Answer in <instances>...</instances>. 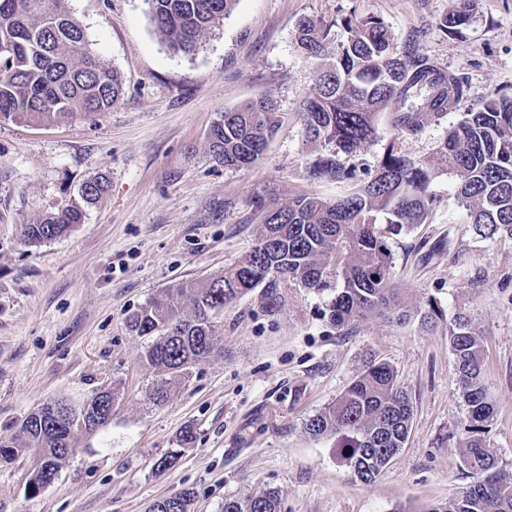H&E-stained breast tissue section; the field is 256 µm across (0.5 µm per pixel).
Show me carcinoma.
Instances as JSON below:
<instances>
[{
  "mask_svg": "<svg viewBox=\"0 0 512 512\" xmlns=\"http://www.w3.org/2000/svg\"><path fill=\"white\" fill-rule=\"evenodd\" d=\"M67 2L0 0V122L50 125L64 117L103 114L120 100V73L90 51ZM148 2L158 35L173 49L190 53L238 0ZM470 2L458 0L440 20L441 30L467 24ZM344 24L347 39L332 47L327 28L303 17L294 41L303 57L320 62L301 116L307 138L329 152L315 160L311 175L352 181L355 172L342 168L336 154L356 152L375 140L382 113L395 111L396 126L418 134L426 125L440 123L466 97L467 83L418 50L419 33L399 45L380 17H351ZM283 119L268 97L224 111L208 136L212 159L226 167L251 166ZM442 170L457 177L456 195L481 235L512 237V97L494 94L464 113L450 125L431 160L411 161L389 143L375 172L334 200L312 194L270 206L257 199L262 229L249 253L218 276L175 284L128 316L137 335L156 336L145 353L146 364L164 374L153 402L163 403L169 386L212 353L214 320L225 306L261 285H275L277 277L267 274L272 266L307 288L333 293L329 317L340 328L376 314H391L399 321L416 317L421 327H436L443 315L434 305L413 310L399 298L391 251L378 225L409 230L424 223L432 204L429 185ZM105 192L101 177L82 183L81 202L22 225L23 240L38 246L66 235ZM184 307L191 310L187 318L181 316ZM448 336L468 409L464 463L476 481L450 505L431 512H512V470L498 466L482 436L495 413L485 390L483 340L462 315L449 324ZM411 419L410 399L398 387L392 368L370 360L335 403L306 420L305 429L315 437H341L344 461L367 483L403 447ZM73 436L63 422L38 408L22 421L15 438L0 442V463L33 452L29 488L37 491L58 476ZM192 441L193 430L182 431L177 447L159 459L157 469L175 465ZM161 505L168 512H190L191 494L182 491L156 500L149 512ZM223 512H279L278 496L271 490L229 496Z\"/></svg>",
  "mask_w": 512,
  "mask_h": 512,
  "instance_id": "carcinoma-1",
  "label": "carcinoma"
}]
</instances>
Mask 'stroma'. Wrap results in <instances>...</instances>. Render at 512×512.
<instances>
[{"label":"stroma","instance_id":"obj_1","mask_svg":"<svg viewBox=\"0 0 512 512\" xmlns=\"http://www.w3.org/2000/svg\"><path fill=\"white\" fill-rule=\"evenodd\" d=\"M452 0H238L191 54L156 33L147 0H68L89 49L124 77L110 112L47 126L0 123V442L46 400L79 405L112 389V420L77 431L55 482L28 486L35 459L0 464V512H146L153 501L192 490L191 512H222L228 496L278 494L279 512H429L474 477L461 442L467 406L455 376L448 322L465 314L484 339L485 384L495 406L486 435L500 466L512 468V237L487 238L470 224L445 172L429 191L423 224L392 234L394 283L409 306L434 301L444 321L374 316L339 329L329 297L282 276L226 306L217 348L154 405L158 379L142 357L148 336L126 317L165 289L222 273L254 245L253 202L282 205L301 195L328 200L348 183L315 179L323 154L299 114L317 65L294 47L296 23L312 17L329 38L343 20L376 16L395 39L423 31L421 50L463 77L469 92L440 124L397 131L381 115L377 138L339 162L364 179L388 144L419 161L432 157L460 115L490 95L512 94V0H472L458 32L438 27ZM269 97L287 120L247 168L216 164L211 125L224 110ZM106 175L102 203L65 237L26 244L20 227ZM388 363L413 406L403 448L370 483L354 477L339 437L316 438L305 420L335 402L367 360ZM194 440L178 463L157 461L185 428Z\"/></svg>","mask_w":512,"mask_h":512}]
</instances>
